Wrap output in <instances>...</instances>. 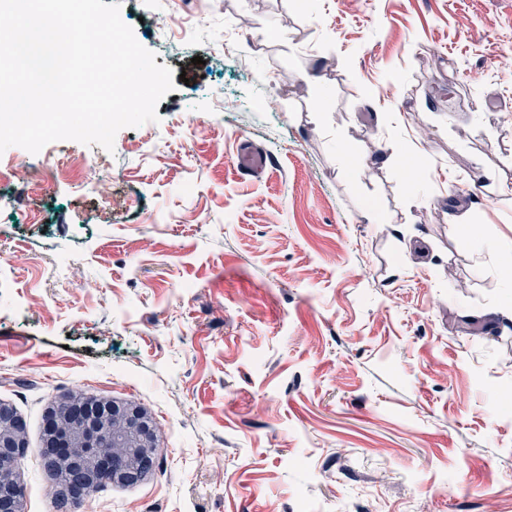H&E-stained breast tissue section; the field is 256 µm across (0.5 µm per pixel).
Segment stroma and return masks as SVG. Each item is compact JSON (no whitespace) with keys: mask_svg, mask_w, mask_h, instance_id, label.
Returning a JSON list of instances; mask_svg holds the SVG:
<instances>
[{"mask_svg":"<svg viewBox=\"0 0 512 512\" xmlns=\"http://www.w3.org/2000/svg\"><path fill=\"white\" fill-rule=\"evenodd\" d=\"M317 2L193 0L185 39L184 0H121L176 76L158 122L0 153L25 512L69 392L159 448L75 512H512V0ZM238 169L247 177L265 173L268 158L265 154L254 150L248 143H241L238 151Z\"/></svg>","mask_w":512,"mask_h":512,"instance_id":"1","label":"stroma"}]
</instances>
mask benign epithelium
Masks as SVG:
<instances>
[{
  "label": "benign epithelium",
  "mask_w": 512,
  "mask_h": 512,
  "mask_svg": "<svg viewBox=\"0 0 512 512\" xmlns=\"http://www.w3.org/2000/svg\"><path fill=\"white\" fill-rule=\"evenodd\" d=\"M23 448V420L0 402V512H24L15 472ZM156 448L152 418L132 403L74 397L51 407L45 416V465L70 476L61 489V512L84 501L100 483L132 485L144 480L154 470Z\"/></svg>",
  "instance_id": "obj_1"
}]
</instances>
